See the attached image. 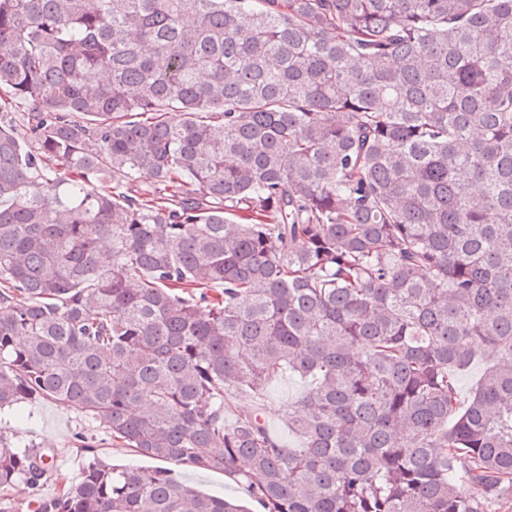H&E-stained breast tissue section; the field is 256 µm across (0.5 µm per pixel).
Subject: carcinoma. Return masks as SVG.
<instances>
[{"instance_id": "obj_1", "label": "carcinoma", "mask_w": 512, "mask_h": 512, "mask_svg": "<svg viewBox=\"0 0 512 512\" xmlns=\"http://www.w3.org/2000/svg\"><path fill=\"white\" fill-rule=\"evenodd\" d=\"M285 373L298 448L235 407ZM37 397L262 512L511 497L512 0H0V411ZM53 461L0 431L30 512H250ZM496 355H491L484 351L479 357L466 369L457 374L460 401L463 403L468 398L472 388L478 383L487 363L492 362Z\"/></svg>"}]
</instances>
